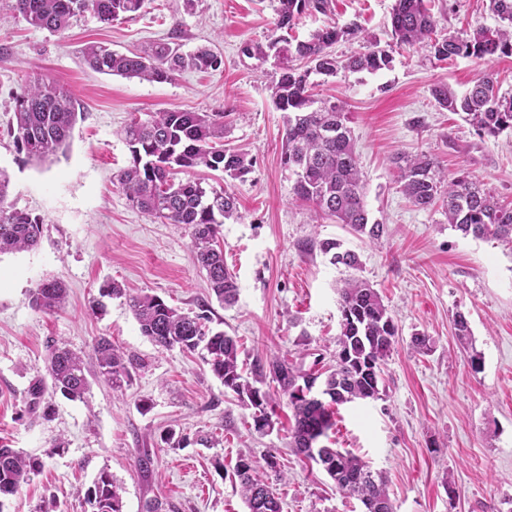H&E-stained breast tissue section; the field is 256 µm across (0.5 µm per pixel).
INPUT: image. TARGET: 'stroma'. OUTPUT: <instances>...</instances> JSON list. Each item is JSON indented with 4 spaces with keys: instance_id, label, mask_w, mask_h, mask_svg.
Returning a JSON list of instances; mask_svg holds the SVG:
<instances>
[{
    "instance_id": "35a3bbf8",
    "label": "stroma",
    "mask_w": 512,
    "mask_h": 512,
    "mask_svg": "<svg viewBox=\"0 0 512 512\" xmlns=\"http://www.w3.org/2000/svg\"><path fill=\"white\" fill-rule=\"evenodd\" d=\"M395 0H330L328 13L301 16L291 35L304 40L325 25L358 23L359 38L338 42L343 57L369 43L390 45ZM439 30L463 34L495 27L488 0H426ZM277 0H148L140 15L109 24L92 14L53 35L13 17L0 0V170L8 204L37 218L39 245L0 254V444L37 457L41 469L0 503V512H85L84 493L100 471L120 489L123 512H246L230 476L239 457L275 454L285 475L283 512H364L336 491L314 462L288 446L287 405L273 431L255 432L252 411L213 375L200 352L166 350L143 336L125 297H103L115 282L127 295L151 293L190 314H208L213 330L237 337L245 357L277 355L303 368L334 360L339 332L337 290L359 275L376 289L399 327L378 400L339 406L336 446L383 473L394 512H512V249L495 239L462 235L442 209L414 207L398 190L395 153L426 152L448 173L468 172L512 202V130L480 138L432 95L443 82L464 91L484 70L512 95V56L436 61L423 49H398L391 68L338 71L318 88L345 101L348 125L366 175V203L383 220L380 241L325 220L315 223L292 193L281 164L285 115L271 87L274 60L242 55L244 44L273 35ZM182 52L209 48L218 70L177 72L167 82L91 70L84 48L104 43L120 53L152 43ZM44 76L66 88L82 109L64 154L35 162L10 133L13 97ZM177 109L224 115V146L247 152L244 179L193 170L227 187L238 213L220 227L224 264L238 285L234 305L220 304L191 252L188 226L161 224L127 200L118 177L131 164L121 130L131 118ZM335 240L355 251L359 271L332 265L309 241ZM67 289L63 308L31 305L40 282ZM464 313L471 329L461 346L453 328ZM431 338L415 352L411 338ZM109 337L129 358L131 378L119 389L92 380L86 401L45 394L37 410L28 389L45 377L53 344L90 354ZM480 359L472 368L471 356ZM180 439L179 447L167 442ZM149 453V470L135 458Z\"/></svg>"
}]
</instances>
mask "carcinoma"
<instances>
[{
  "label": "carcinoma",
  "mask_w": 512,
  "mask_h": 512,
  "mask_svg": "<svg viewBox=\"0 0 512 512\" xmlns=\"http://www.w3.org/2000/svg\"><path fill=\"white\" fill-rule=\"evenodd\" d=\"M329 0H279L275 30L288 31L307 12H327ZM145 0H12L10 10L30 27L52 34L64 32L72 20L86 12L99 21L111 23L133 17L143 10ZM497 17L496 28L477 27L464 37L438 33L437 21L425 0H395L391 14L395 43L408 49H426L439 61L463 56L482 59L512 56V0H489ZM356 24H329L305 41L292 43L283 35L265 43L245 45L248 58H277L279 77L272 86L276 108L286 113L282 163L294 176L292 193L312 205L323 218L346 224L370 240H379L384 224L370 219L365 201V180L355 149L348 114L336 102L316 97L311 75L333 76L340 69L369 72L389 69L393 57L372 44L363 51L340 59L332 47L354 37ZM85 61L97 72L166 82L180 70H216L221 58L207 48L182 53L170 43H158L131 55L106 45L93 44L85 50ZM432 95L443 109L463 115L481 137H496L512 129V95L499 93L495 75L483 71L462 95L438 83ZM17 148L27 158L44 162L64 151L72 137L78 116L77 103L61 86L36 79L14 97ZM132 163L119 177V185L132 206L162 224H185L191 228L194 258L206 272L210 289L224 305L235 303L238 287L224 266V252L218 246L219 227L237 211L234 194L224 188H206L187 178L175 180L176 171L204 167L222 171L232 179L250 172L248 154L224 148L223 115L210 112L163 111L145 120H132L123 130ZM401 192L419 209L436 204L445 208L448 224L476 239L492 237L512 244V206L499 201L480 181L462 172L448 177L426 154L398 155ZM9 180L0 172V253L35 247L42 224L29 214L7 205ZM330 262L356 269V252L340 250L333 241L320 243ZM65 288L55 280L43 281L34 289L31 305L52 312L65 300ZM340 330L336 336V364L328 369L320 394L308 393L319 375L304 371L285 358L253 359L250 371L240 361L239 341L223 331L212 333L203 314L190 316L167 305L156 295L127 298L141 333L157 345L171 350L194 351L203 347L207 363L245 406L254 409L256 432L273 431L272 414L276 395L288 399L294 424L288 445L296 453L320 465L340 492L359 500L365 512H394L386 482L379 472L359 457L326 444L314 449L318 438H329L336 426V407L355 400L379 399L383 368L397 343L399 328L377 290L363 279H351L339 289ZM98 377L121 386L130 377L123 356L105 336L92 346ZM47 372L51 391L71 401H82L89 389L88 370L80 355L66 347L54 346L48 356ZM277 384L271 392L263 388L266 379ZM275 481L259 473L248 457L238 458L234 477L241 488L248 512H283L276 482L283 480L273 454L264 459ZM40 462L11 448L0 446V498L17 493L37 471ZM91 512H123L119 488L103 471L85 492Z\"/></svg>",
  "instance_id": "carcinoma-1"
}]
</instances>
